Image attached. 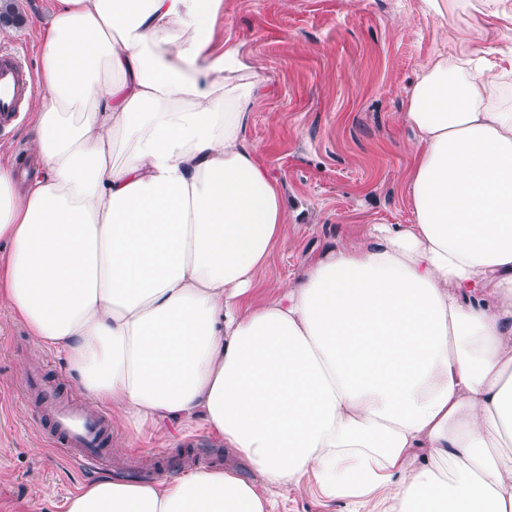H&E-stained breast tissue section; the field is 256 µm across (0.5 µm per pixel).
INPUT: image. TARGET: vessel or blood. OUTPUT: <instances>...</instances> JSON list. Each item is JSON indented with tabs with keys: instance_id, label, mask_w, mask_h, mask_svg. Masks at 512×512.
Listing matches in <instances>:
<instances>
[{
	"instance_id": "vessel-or-blood-1",
	"label": "vessel or blood",
	"mask_w": 512,
	"mask_h": 512,
	"mask_svg": "<svg viewBox=\"0 0 512 512\" xmlns=\"http://www.w3.org/2000/svg\"><path fill=\"white\" fill-rule=\"evenodd\" d=\"M33 90L30 70L19 54L0 50V126L13 123ZM40 413L52 423L53 432L48 439L51 447L87 471L110 466V452L105 445L110 429L103 416L69 406L48 382L40 386Z\"/></svg>"
}]
</instances>
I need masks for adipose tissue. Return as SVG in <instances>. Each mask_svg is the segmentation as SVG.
I'll use <instances>...</instances> for the list:
<instances>
[{
	"instance_id": "1",
	"label": "adipose tissue",
	"mask_w": 512,
	"mask_h": 512,
	"mask_svg": "<svg viewBox=\"0 0 512 512\" xmlns=\"http://www.w3.org/2000/svg\"><path fill=\"white\" fill-rule=\"evenodd\" d=\"M512 0H419L447 23ZM224 0H57L33 108L36 170L0 162V304L63 352L116 425H196L248 464L101 478L65 512H272L311 486L347 512H512V68L471 37L406 100L413 219L308 257L246 142L265 81Z\"/></svg>"
}]
</instances>
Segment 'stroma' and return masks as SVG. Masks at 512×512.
Segmentation results:
<instances>
[{"instance_id":"obj_1","label":"stroma","mask_w":512,"mask_h":512,"mask_svg":"<svg viewBox=\"0 0 512 512\" xmlns=\"http://www.w3.org/2000/svg\"><path fill=\"white\" fill-rule=\"evenodd\" d=\"M22 17L0 48L38 69V44L54 0H15ZM219 33H233L265 79L246 132L282 182L288 236L261 272L264 285L291 278L308 255L357 236L369 224H408L404 174L414 159L402 120L410 87L445 46L438 21L417 0H225ZM30 110L0 128V161L31 166ZM60 397L85 402L64 357L38 350L27 327L0 306V512H63L68 496L94 477L47 447L51 424L35 408L28 373ZM25 396H18L19 387ZM112 477L159 481L198 468L235 465L215 459L218 439L113 430Z\"/></svg>"}]
</instances>
